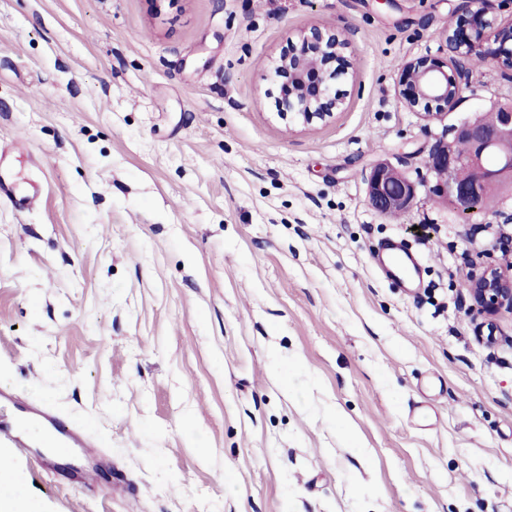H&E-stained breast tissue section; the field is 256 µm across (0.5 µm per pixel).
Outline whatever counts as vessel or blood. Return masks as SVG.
Wrapping results in <instances>:
<instances>
[{"label":"vessel or blood","instance_id":"1","mask_svg":"<svg viewBox=\"0 0 512 512\" xmlns=\"http://www.w3.org/2000/svg\"><path fill=\"white\" fill-rule=\"evenodd\" d=\"M382 274L406 288L418 287L422 262L402 242H384L374 256ZM0 476L9 477L17 456L29 455L43 469H50L56 458L81 452L92 457L100 452L97 438L82 424L69 420L55 408L22 397L12 389L0 387Z\"/></svg>","mask_w":512,"mask_h":512}]
</instances>
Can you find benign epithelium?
Returning <instances> with one entry per match:
<instances>
[{
    "label": "benign epithelium",
    "mask_w": 512,
    "mask_h": 512,
    "mask_svg": "<svg viewBox=\"0 0 512 512\" xmlns=\"http://www.w3.org/2000/svg\"><path fill=\"white\" fill-rule=\"evenodd\" d=\"M485 0H467V7L455 25L445 33L449 49L460 59L477 52L492 64L503 59L512 61V23L502 24L489 15ZM348 41L334 31L311 27L299 33L291 48L280 55L271 76L279 85L277 115L295 125L329 122L335 118L343 102L336 101V59L344 56ZM462 66L434 58H418L406 62L400 69V86L407 106L421 112L423 120H440L462 90ZM495 122L486 126L480 120L467 119L455 131L470 146L469 156L462 158L448 145L435 144L429 153L428 169L442 178L433 185L435 194L454 206L458 213L469 216L479 206H486V184L497 181L512 170V154L499 157L488 167L486 153L504 142H512V109L495 110ZM468 163L479 175L462 180L456 177L460 164ZM417 188L414 183L396 175L386 163L378 164L367 184L370 206L382 215L408 209L414 202ZM470 295L477 315L484 319L487 339L496 344V319L512 314V265L487 263L470 281Z\"/></svg>",
    "instance_id": "1"
}]
</instances>
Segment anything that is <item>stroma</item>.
Returning a JSON list of instances; mask_svg holds the SVG:
<instances>
[{
	"label": "stroma",
	"mask_w": 512,
	"mask_h": 512,
	"mask_svg": "<svg viewBox=\"0 0 512 512\" xmlns=\"http://www.w3.org/2000/svg\"><path fill=\"white\" fill-rule=\"evenodd\" d=\"M465 0H0V143L38 200L0 201V385L99 437L94 492L27 461L39 512H512V316L478 337L468 284L512 262L423 185L388 216L380 162L418 179L461 119L512 102L470 68L447 116L399 93L448 59ZM348 40L333 121L277 117L299 31ZM388 238L423 259L383 278ZM374 262L387 279L401 284L404 288L419 286L422 274L421 259L408 250L401 241L384 242L374 255Z\"/></svg>",
	"instance_id": "obj_1"
}]
</instances>
